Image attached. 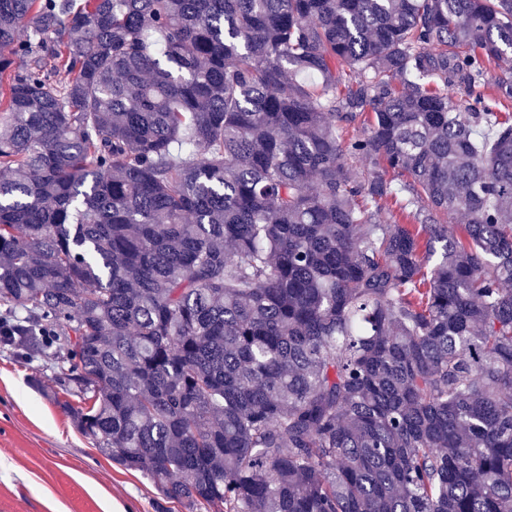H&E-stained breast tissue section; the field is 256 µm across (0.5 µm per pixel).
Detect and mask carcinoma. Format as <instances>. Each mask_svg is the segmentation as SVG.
I'll use <instances>...</instances> for the list:
<instances>
[{
  "label": "carcinoma",
  "instance_id": "cac0c4a2",
  "mask_svg": "<svg viewBox=\"0 0 512 512\" xmlns=\"http://www.w3.org/2000/svg\"><path fill=\"white\" fill-rule=\"evenodd\" d=\"M511 57L512 0H0L4 338L187 512H512Z\"/></svg>",
  "mask_w": 512,
  "mask_h": 512
}]
</instances>
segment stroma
Segmentation results:
<instances>
[{
  "label": "stroma",
  "mask_w": 512,
  "mask_h": 512,
  "mask_svg": "<svg viewBox=\"0 0 512 512\" xmlns=\"http://www.w3.org/2000/svg\"><path fill=\"white\" fill-rule=\"evenodd\" d=\"M61 388L51 353L25 357L0 338V512H185L89 443Z\"/></svg>",
  "instance_id": "stroma-1"
}]
</instances>
